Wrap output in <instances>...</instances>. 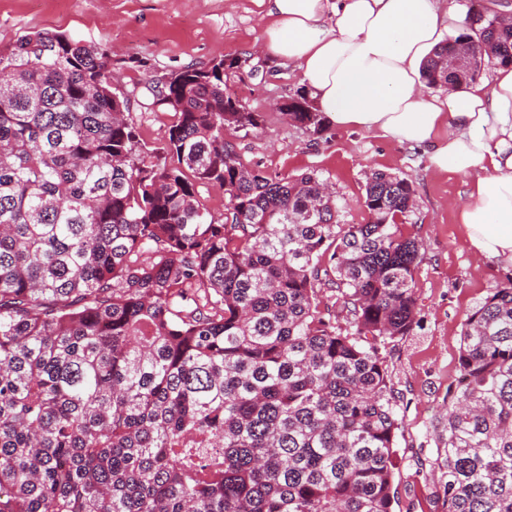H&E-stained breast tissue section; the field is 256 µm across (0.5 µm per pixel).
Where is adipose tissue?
<instances>
[{
  "instance_id": "obj_1",
  "label": "adipose tissue",
  "mask_w": 512,
  "mask_h": 512,
  "mask_svg": "<svg viewBox=\"0 0 512 512\" xmlns=\"http://www.w3.org/2000/svg\"><path fill=\"white\" fill-rule=\"evenodd\" d=\"M255 54L293 64L327 122L425 146L434 173L471 184L455 203L476 260L512 266V68L428 96L422 68L460 24L448 0H264Z\"/></svg>"
}]
</instances>
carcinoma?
<instances>
[{
	"label": "carcinoma",
	"mask_w": 512,
	"mask_h": 512,
	"mask_svg": "<svg viewBox=\"0 0 512 512\" xmlns=\"http://www.w3.org/2000/svg\"><path fill=\"white\" fill-rule=\"evenodd\" d=\"M448 54L512 64L467 18ZM109 50L51 33L0 48V512H395L402 419L382 356L414 333L412 181L374 172L364 224L319 175L244 163L261 115L219 59L156 82L148 145ZM286 115L323 119L305 94ZM224 190V218L196 188ZM346 313L340 325L325 290ZM448 390V512H512V279L466 313Z\"/></svg>",
	"instance_id": "1"
}]
</instances>
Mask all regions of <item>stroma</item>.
Returning <instances> with one entry per match:
<instances>
[{
	"instance_id": "35a3bbf8",
	"label": "stroma",
	"mask_w": 512,
	"mask_h": 512,
	"mask_svg": "<svg viewBox=\"0 0 512 512\" xmlns=\"http://www.w3.org/2000/svg\"><path fill=\"white\" fill-rule=\"evenodd\" d=\"M260 0H0V45L34 31H52L116 49L112 85L129 95L142 138L160 144L173 117L152 104V82L188 66L249 55L260 37ZM224 85L262 123L253 133L226 131L245 163L295 177L317 171L331 187L344 224H362L367 175L377 169L409 177L415 205L404 230L421 244L414 272L419 328L385 351L403 428L397 441L395 512H447L435 435L446 428L448 389L458 377L460 332L467 312L512 268L475 260L454 203L468 189L459 174H433L422 148L378 132L287 120L280 103L300 89L294 66L267 60L261 73L231 69Z\"/></svg>"
}]
</instances>
